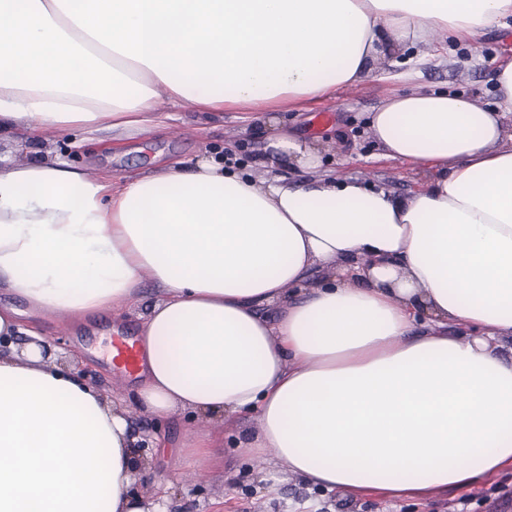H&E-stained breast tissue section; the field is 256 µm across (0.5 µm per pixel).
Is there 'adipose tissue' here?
Masks as SVG:
<instances>
[{
    "label": "adipose tissue",
    "mask_w": 512,
    "mask_h": 512,
    "mask_svg": "<svg viewBox=\"0 0 512 512\" xmlns=\"http://www.w3.org/2000/svg\"><path fill=\"white\" fill-rule=\"evenodd\" d=\"M510 18L512 0H0V131L118 140L187 103L272 129L264 179L218 151L116 180L0 159V289L28 304L0 307V512H163L133 489L129 409L37 344V319L118 313L148 284L135 403L210 420L183 442L197 460L230 435L319 488L419 499L512 468V61L498 108L415 88L371 113L387 158L433 170L411 196L272 174L319 163L282 113ZM245 414L257 430L229 434Z\"/></svg>",
    "instance_id": "1"
}]
</instances>
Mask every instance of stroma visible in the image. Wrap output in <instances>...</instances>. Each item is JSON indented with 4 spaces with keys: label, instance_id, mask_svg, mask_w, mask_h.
Instances as JSON below:
<instances>
[{
    "label": "stroma",
    "instance_id": "35a3bbf8",
    "mask_svg": "<svg viewBox=\"0 0 512 512\" xmlns=\"http://www.w3.org/2000/svg\"><path fill=\"white\" fill-rule=\"evenodd\" d=\"M512 60V28L485 32L471 43L448 48H408L378 61L373 71L355 85L336 95L290 112L283 120L289 131L313 141L320 152L317 170L295 165L278 167L279 176L304 182L317 175L356 177L399 196L421 190L428 171L421 164L386 158L368 129L370 112L393 93L418 84L427 89L465 92L485 107H495V80L500 63ZM269 129L265 122L225 113L223 120L208 122L191 105H183L179 119L169 129L133 134L121 140L103 136L101 142L72 147L67 139L50 142L28 140L24 144L0 140V153L34 151L61 156L88 172H107L115 177L156 169L169 157L185 163L217 146H234L240 170L264 176L255 166L262 155ZM111 313L72 328L59 319L41 323L50 338L54 357L70 360L82 354L80 365L87 381L113 399L131 406L137 435L167 436L171 446L146 448L145 465L138 471L135 491L142 496L166 490L168 512H512V469L488 477L476 486L456 491H435L426 499H393L380 493L343 494L327 492L289 474L284 468L224 451V466L213 469L176 449L187 433L202 427V420L160 418L134 408L133 381L118 378L109 361L113 332Z\"/></svg>",
    "mask_w": 512,
    "mask_h": 512
}]
</instances>
